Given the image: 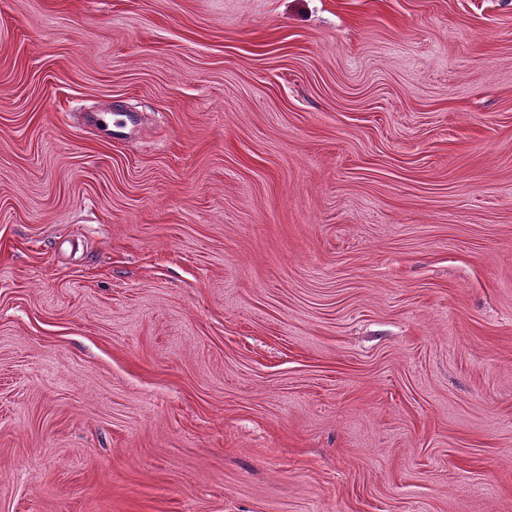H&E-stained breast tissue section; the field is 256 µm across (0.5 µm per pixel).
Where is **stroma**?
Instances as JSON below:
<instances>
[{
	"mask_svg": "<svg viewBox=\"0 0 512 512\" xmlns=\"http://www.w3.org/2000/svg\"><path fill=\"white\" fill-rule=\"evenodd\" d=\"M0 512H512V0H0Z\"/></svg>",
	"mask_w": 512,
	"mask_h": 512,
	"instance_id": "stroma-1",
	"label": "stroma"
}]
</instances>
